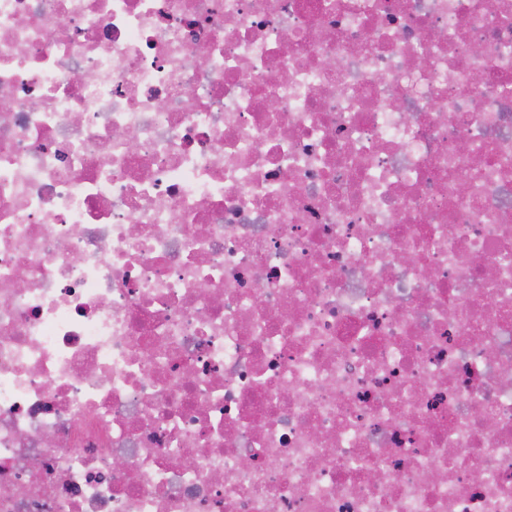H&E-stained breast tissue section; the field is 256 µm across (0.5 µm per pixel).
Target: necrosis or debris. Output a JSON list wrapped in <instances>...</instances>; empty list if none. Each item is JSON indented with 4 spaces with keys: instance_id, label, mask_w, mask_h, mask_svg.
Returning <instances> with one entry per match:
<instances>
[{
    "instance_id": "necrosis-or-debris-1",
    "label": "necrosis or debris",
    "mask_w": 512,
    "mask_h": 512,
    "mask_svg": "<svg viewBox=\"0 0 512 512\" xmlns=\"http://www.w3.org/2000/svg\"><path fill=\"white\" fill-rule=\"evenodd\" d=\"M0 512H512V0H0Z\"/></svg>"
}]
</instances>
